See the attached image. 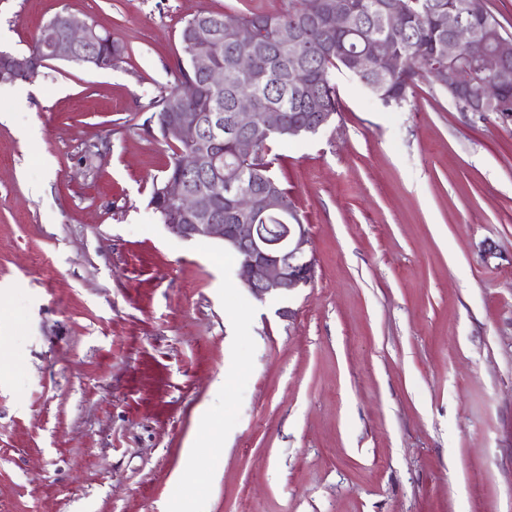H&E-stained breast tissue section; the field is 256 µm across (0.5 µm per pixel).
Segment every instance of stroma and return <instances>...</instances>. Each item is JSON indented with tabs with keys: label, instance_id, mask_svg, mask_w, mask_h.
Instances as JSON below:
<instances>
[{
	"label": "stroma",
	"instance_id": "stroma-1",
	"mask_svg": "<svg viewBox=\"0 0 512 512\" xmlns=\"http://www.w3.org/2000/svg\"><path fill=\"white\" fill-rule=\"evenodd\" d=\"M287 6L0 0V51L64 11L127 48L0 119V512H512V123L336 73L330 124L270 143L315 260L289 296L149 204L185 21Z\"/></svg>",
	"mask_w": 512,
	"mask_h": 512
}]
</instances>
